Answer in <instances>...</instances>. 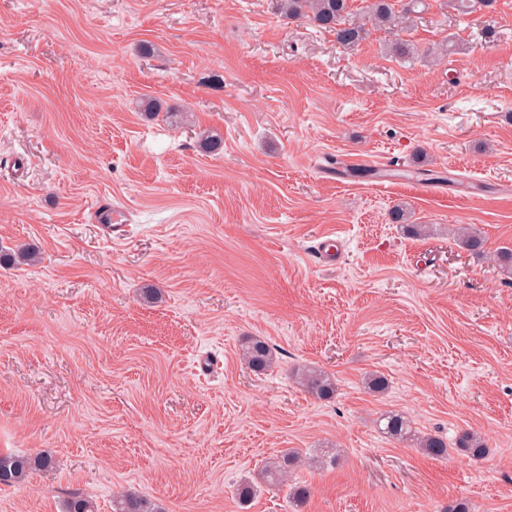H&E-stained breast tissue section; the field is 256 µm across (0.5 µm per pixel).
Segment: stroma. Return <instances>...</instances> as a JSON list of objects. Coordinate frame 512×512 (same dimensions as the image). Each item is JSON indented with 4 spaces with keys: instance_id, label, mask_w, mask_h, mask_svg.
<instances>
[{
    "instance_id": "obj_1",
    "label": "stroma",
    "mask_w": 512,
    "mask_h": 512,
    "mask_svg": "<svg viewBox=\"0 0 512 512\" xmlns=\"http://www.w3.org/2000/svg\"><path fill=\"white\" fill-rule=\"evenodd\" d=\"M427 2L399 59L386 31L346 49L275 0H0V251L38 252L0 267V453L56 461L0 485V512L75 491L98 512L126 491L166 512H512V0L464 22ZM353 157L393 175L340 176ZM103 198L121 236L91 216ZM246 336L272 368L241 361ZM305 365L333 398L296 383ZM391 411L489 453L423 455L379 431ZM287 448L302 463L263 485ZM454 238L457 244L464 250L475 254L484 252V239L471 227H458L454 230ZM243 361L255 370H265L274 365L276 358L273 349L262 339L247 336L241 343ZM293 376L300 386L319 399H329L336 392L335 379L323 370L298 367L293 371ZM455 446L457 450L475 460L484 457L487 452V445L483 437L471 431H463L457 438Z\"/></svg>"
}]
</instances>
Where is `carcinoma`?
I'll return each instance as SVG.
<instances>
[{
    "mask_svg": "<svg viewBox=\"0 0 512 512\" xmlns=\"http://www.w3.org/2000/svg\"><path fill=\"white\" fill-rule=\"evenodd\" d=\"M352 0H276V8L286 18L306 19L312 25L331 31L336 41L344 48H353L364 40V26L346 21L351 10ZM424 0H406L404 7L395 9L393 0H371L368 20L372 26L385 30L402 32L411 27L412 18ZM495 0H448L460 17H466L483 8L494 7ZM457 244L464 250L475 254L483 253L484 239L471 227H458L454 230ZM36 254L26 248L15 254H0V265L9 266L18 262H34ZM243 361L255 370H265L274 365L276 358L270 345L259 338L247 336L241 343ZM296 382L308 393L319 399H329L336 392V381L327 372L312 368L299 367L293 371ZM382 432L393 439H405L410 434L408 420L400 414L388 413L382 417ZM419 450L432 458L448 455V443L436 435H423L417 438ZM457 450L472 459H480L487 452L483 437L475 432L464 431L456 440ZM299 459V452L290 449L276 460L270 462L264 476L267 481L277 483L288 473ZM54 464L53 457L45 453L27 456L0 454V485L15 486L23 483L33 472L48 468ZM64 512H96L93 501L80 492L70 493L65 501ZM112 512H161L159 506L146 496L126 493L112 501Z\"/></svg>",
    "mask_w": 512,
    "mask_h": 512,
    "instance_id": "1",
    "label": "carcinoma"
}]
</instances>
